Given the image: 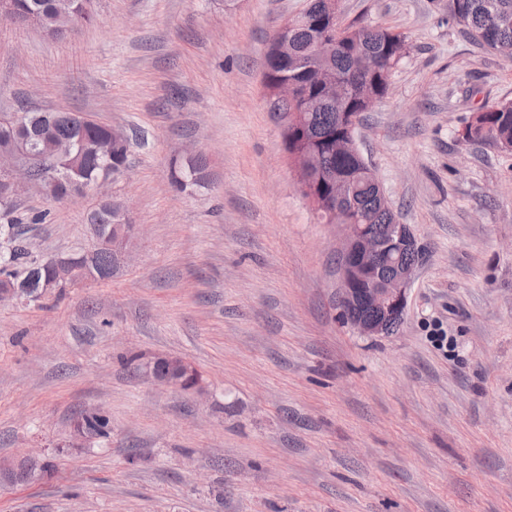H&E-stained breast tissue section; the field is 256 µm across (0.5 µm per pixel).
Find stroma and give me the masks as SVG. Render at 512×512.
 Here are the masks:
<instances>
[{
  "label": "stroma",
  "mask_w": 512,
  "mask_h": 512,
  "mask_svg": "<svg viewBox=\"0 0 512 512\" xmlns=\"http://www.w3.org/2000/svg\"><path fill=\"white\" fill-rule=\"evenodd\" d=\"M306 0H89L74 36L0 21V113L94 116L133 136L104 190L139 235L111 278L0 304V512H512V155L457 132L512 99V60L448 0H340L344 25L402 33L357 130L421 256L404 318L363 336L342 307L345 230L302 196L264 88L269 43ZM208 162L179 191L173 159ZM97 195L15 199L38 259L89 247ZM442 325L451 351L428 338ZM179 356L203 392L147 378ZM104 409L102 445L70 448ZM92 429L86 420H81V417L75 416L71 423L70 442L68 446L72 444V447H83L87 444H91L96 440L94 435L97 439H101L97 441L96 444L107 439L111 432L109 416L106 414V416L95 417L92 422ZM28 459V456H23L7 463L0 462V485L21 484L34 480L37 472L27 469L26 462Z\"/></svg>",
  "instance_id": "35a3bbf8"
}]
</instances>
